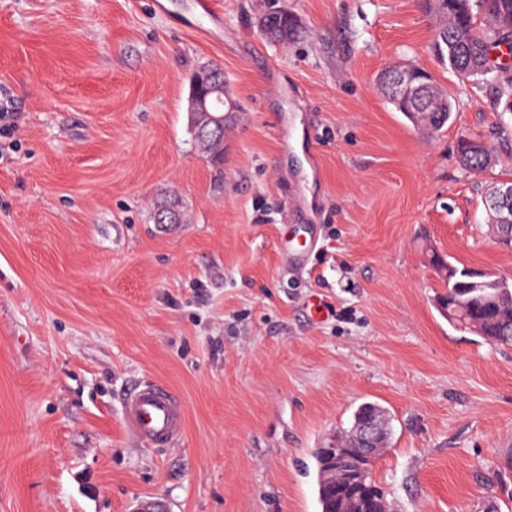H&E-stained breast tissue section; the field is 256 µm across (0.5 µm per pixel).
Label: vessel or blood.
<instances>
[{
    "mask_svg": "<svg viewBox=\"0 0 512 512\" xmlns=\"http://www.w3.org/2000/svg\"><path fill=\"white\" fill-rule=\"evenodd\" d=\"M124 419L147 446L169 448L182 437L184 405L166 386L145 382L134 387L126 399Z\"/></svg>",
    "mask_w": 512,
    "mask_h": 512,
    "instance_id": "1",
    "label": "vessel or blood"
}]
</instances>
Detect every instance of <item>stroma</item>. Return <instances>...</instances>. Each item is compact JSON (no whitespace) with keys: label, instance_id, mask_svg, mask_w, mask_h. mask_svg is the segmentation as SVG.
<instances>
[{"label":"stroma","instance_id":"1","mask_svg":"<svg viewBox=\"0 0 512 512\" xmlns=\"http://www.w3.org/2000/svg\"><path fill=\"white\" fill-rule=\"evenodd\" d=\"M151 2L0 0V512H320L313 452L367 401L394 512H512V346L448 323L430 262L512 281L482 203L512 180V84L442 65L427 0H218L204 35ZM282 9L302 33L274 43ZM402 61L451 97L440 132L378 88ZM204 63L240 105L220 166L188 133ZM145 381L184 402L174 447L125 423ZM279 11H273L268 13L264 20L270 23V27L267 31H264L266 34L264 35L271 42H279V43H288V41L292 40L298 33L297 27L292 26L288 23L286 26L284 23H281L282 20H285L286 16L296 19L294 16L287 14L284 16ZM465 143H458V154L461 158L462 165L473 172H482L486 170L491 161V152L479 151L475 152L472 147L474 143L484 142L479 139L464 138ZM460 140V141H462ZM459 141V142H460ZM485 143V142H484Z\"/></svg>","mask_w":512,"mask_h":512}]
</instances>
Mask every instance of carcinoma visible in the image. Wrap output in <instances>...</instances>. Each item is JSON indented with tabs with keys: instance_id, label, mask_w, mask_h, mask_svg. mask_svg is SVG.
Segmentation results:
<instances>
[{
	"instance_id": "carcinoma-1",
	"label": "carcinoma",
	"mask_w": 512,
	"mask_h": 512,
	"mask_svg": "<svg viewBox=\"0 0 512 512\" xmlns=\"http://www.w3.org/2000/svg\"><path fill=\"white\" fill-rule=\"evenodd\" d=\"M430 8L444 19L435 42L439 57L448 63L453 72L462 80H480L485 74L477 73L475 65L483 63L500 73L507 69L502 63H494L491 54L501 51L503 42L497 33L504 19H512V0H428ZM484 15L490 26L481 27L478 15ZM285 16L273 11L264 20L270 23L265 37L271 42L286 43L297 34V27L285 25ZM419 115L414 124L438 132L448 125L451 111L441 112L423 104L417 108ZM473 138L458 145L462 165L473 172L486 170L491 161V153L476 152ZM207 154L213 162H220L224 154V135L207 138ZM493 231L498 238L512 234V226L502 224L498 211L485 207ZM441 267L448 275L441 277L445 292L439 298L448 302V322L469 329L489 344L512 345V283L500 279L492 283L478 284L464 267L451 260L440 258ZM372 420L384 421L383 429L377 437L374 448L365 450L358 447L355 440L357 427ZM392 435V422L388 411L375 402L360 404L353 414L351 427L341 434L346 445V459L351 468L359 472V479L353 484H344V489L335 490L324 481L327 457L323 449L313 453L318 473V499L321 512H341L344 500L357 502L356 512H390L386 496L372 477L375 460Z\"/></svg>"
}]
</instances>
